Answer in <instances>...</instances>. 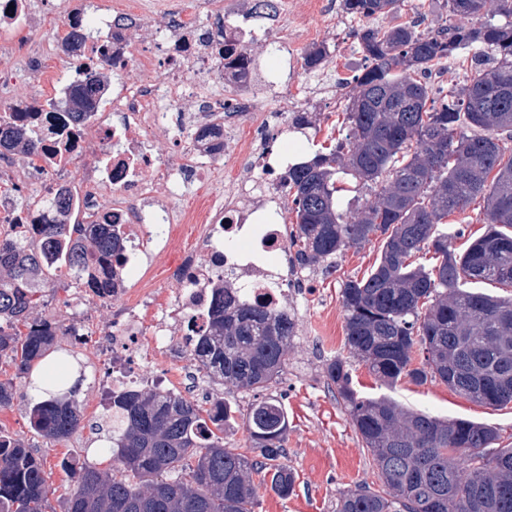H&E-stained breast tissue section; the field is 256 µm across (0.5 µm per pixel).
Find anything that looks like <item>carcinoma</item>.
Masks as SVG:
<instances>
[{
	"mask_svg": "<svg viewBox=\"0 0 512 512\" xmlns=\"http://www.w3.org/2000/svg\"><path fill=\"white\" fill-rule=\"evenodd\" d=\"M399 2L343 0V10L383 18ZM443 6L451 22L435 31L414 22L354 31L369 65L347 83V134L284 175L296 217L291 243L301 265L319 266L380 240L370 273L342 285L350 353L389 384L438 380L502 407L512 403V297L464 285L512 284V156L504 158L502 146L504 133L512 139V0ZM489 15L507 21H482ZM467 55L466 78L434 98L433 72ZM326 57L325 46L310 48L305 69H318ZM37 141L36 133L0 118V159L20 150L33 164ZM340 173L372 196L351 214L337 206ZM478 199L486 230L459 252L453 241L463 230L446 219ZM59 250L71 270L92 250L118 254L121 241L94 224H46L42 238L25 243L0 239V357L10 358L19 375L57 336L54 324L30 310L39 283L60 275L47 261ZM423 250L433 253L428 268L409 262ZM232 292L228 285L216 289L194 359L211 381L260 393L281 375L294 324L286 310L232 302ZM326 373L380 482L378 490L347 491L338 512H512V448L495 447L496 429L361 397L338 357L328 360ZM54 384L49 398L32 400L29 420L56 441L78 427L80 409L65 379ZM112 407L105 452L123 473L63 462L72 482L63 512H254L257 486L280 497L293 492L294 475L282 462L288 415L273 398L255 399L246 417L258 460L224 447L230 409L222 397L205 410L183 396L136 389L112 397ZM48 495L45 471L29 448L0 433V512H48Z\"/></svg>",
	"mask_w": 512,
	"mask_h": 512,
	"instance_id": "cac0c4a2",
	"label": "carcinoma"
}]
</instances>
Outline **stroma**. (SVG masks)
Listing matches in <instances>:
<instances>
[{
    "mask_svg": "<svg viewBox=\"0 0 512 512\" xmlns=\"http://www.w3.org/2000/svg\"><path fill=\"white\" fill-rule=\"evenodd\" d=\"M58 0H44L34 27L0 35V107L24 101L41 102L54 93L65 61L49 54L50 46L61 43L67 29L65 14L57 9ZM274 6L256 17V25L270 34L290 38L297 55L312 46L329 48L325 66L317 72L298 69L282 93L289 100L304 104L311 123L293 129L291 136L271 144L274 152L294 150L308 155L321 151L329 139L346 134L340 119L347 105L345 81L360 73L365 65L351 35L359 19L344 13L342 0H323L311 6L309 0H273ZM394 23L418 22L421 29H437L448 23V12L437 0H401ZM22 45L41 54L38 74H31L10 48ZM379 254L378 241L338 256L332 269L317 268L318 287L310 296L288 293L284 306L294 321V334L288 344L283 371L266 391L284 405L288 412L285 462L295 475V486L288 497L260 491L256 512H337L340 497L358 485L377 487L372 459L363 448L349 416L328 386L325 363L338 356L346 359L354 390L367 398L386 397L403 407L423 410L445 418H464L495 427L502 447H512V404L492 407L474 402L450 390L438 381L415 384L406 380L389 385L369 372L358 357L345 346V312L341 304L344 281L362 277L370 271ZM77 284L72 278L55 277L40 290L41 298L33 311L38 319L54 322L60 329L53 354H65L66 330L71 322L70 303ZM75 359L84 381L75 398L80 405L81 425L68 438L53 441L37 435L28 416L29 381L20 377L8 358H0V381H12L14 400L0 407V433L21 439L33 449L49 473V504L52 512H62L68 480L60 464L63 459L90 457L103 470H117L108 455L88 456L94 440L95 424L110 426L111 413L102 406L96 378L99 353L88 344ZM224 397L231 413L224 425V445L249 448L245 429L247 413L254 395L228 387L210 386L196 396V403L210 408L217 397Z\"/></svg>",
    "mask_w": 512,
    "mask_h": 512,
    "instance_id": "1",
    "label": "stroma"
}]
</instances>
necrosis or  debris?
I'll return each mask as SVG.
<instances>
[{"label": "necrosis or debris", "mask_w": 512, "mask_h": 512, "mask_svg": "<svg viewBox=\"0 0 512 512\" xmlns=\"http://www.w3.org/2000/svg\"><path fill=\"white\" fill-rule=\"evenodd\" d=\"M62 6L69 23L89 34L79 50H54L76 65L59 78L49 103H18L7 116L37 133V173L45 177L48 194L71 198L74 208L64 214L27 210L2 198L0 222L28 235L55 223L110 224L120 234L118 255L93 256L78 272L68 336L71 351H81L83 305L113 303L112 326L98 337L112 361L99 377L122 392L144 384L148 352L190 348L205 334L217 285H234L236 300L277 313L289 288L306 295L317 279L295 262L288 226L277 212L285 167L269 143L288 130L287 101L257 114L246 97L209 91L217 84L250 83L254 71L243 60V48L257 39L256 30L225 11L223 0H197L193 15L174 0L156 21L144 10L111 20L100 0H63ZM136 43L144 51L134 56ZM136 65L148 75L134 82L127 73ZM89 78L100 95L76 125L68 112L70 96ZM246 118L252 135L241 141L235 132ZM159 127L172 134L175 163L153 145L150 133ZM66 160L83 163L81 181L63 172ZM201 181L218 187L211 204L199 213L180 207L186 188ZM172 224L191 225L198 246L183 252L168 306L146 328L140 311L153 303L155 288L147 265L153 251L176 249L166 231Z\"/></svg>", "instance_id": "obj_1"}]
</instances>
